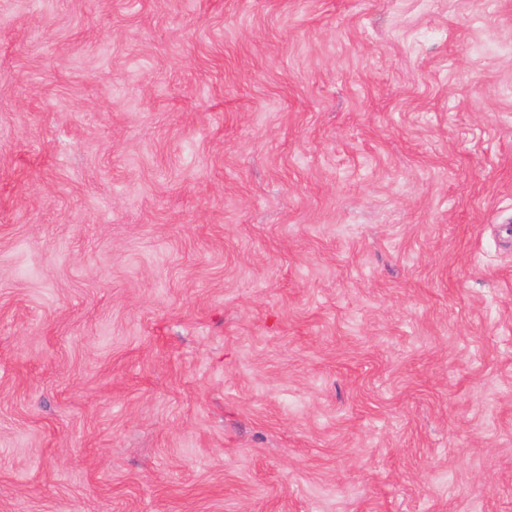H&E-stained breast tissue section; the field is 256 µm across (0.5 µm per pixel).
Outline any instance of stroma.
I'll use <instances>...</instances> for the list:
<instances>
[{
  "instance_id": "1",
  "label": "stroma",
  "mask_w": 512,
  "mask_h": 512,
  "mask_svg": "<svg viewBox=\"0 0 512 512\" xmlns=\"http://www.w3.org/2000/svg\"><path fill=\"white\" fill-rule=\"evenodd\" d=\"M0 512H512V0H0Z\"/></svg>"
}]
</instances>
